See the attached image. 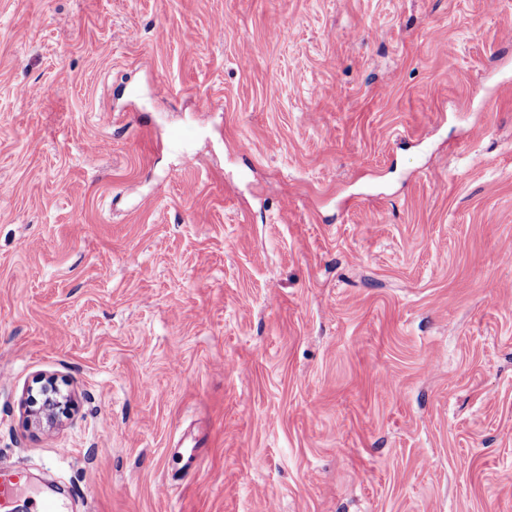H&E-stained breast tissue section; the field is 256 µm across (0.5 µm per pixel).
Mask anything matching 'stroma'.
I'll list each match as a JSON object with an SVG mask.
<instances>
[{
  "instance_id": "1",
  "label": "stroma",
  "mask_w": 512,
  "mask_h": 512,
  "mask_svg": "<svg viewBox=\"0 0 512 512\" xmlns=\"http://www.w3.org/2000/svg\"><path fill=\"white\" fill-rule=\"evenodd\" d=\"M509 241L512 0H0L14 512H512ZM40 387L33 394V389L27 390L25 404L29 407L28 413L34 417V422L38 425L42 422L44 416L49 425H55L59 422V415H66L71 406V400L61 394L57 381L49 377H40L36 380ZM39 398V399H38ZM40 403L38 409H30Z\"/></svg>"
}]
</instances>
